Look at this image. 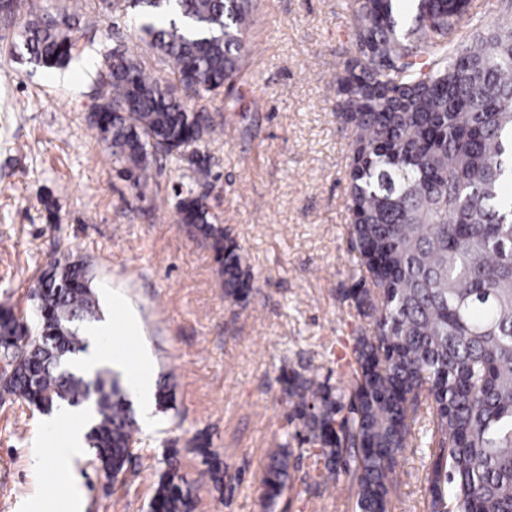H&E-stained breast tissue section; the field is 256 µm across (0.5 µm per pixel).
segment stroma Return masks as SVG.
Listing matches in <instances>:
<instances>
[{
    "mask_svg": "<svg viewBox=\"0 0 512 512\" xmlns=\"http://www.w3.org/2000/svg\"><path fill=\"white\" fill-rule=\"evenodd\" d=\"M85 3L99 12V29L79 39L66 69L13 59L0 38V303L33 318L29 294L46 263L86 261L101 308L116 292L138 320L136 335L108 346L131 363L149 351L154 383L169 394L141 424L117 480L104 477L93 451L76 461L84 512H149L170 448L198 488L199 512H355L346 476L318 484L310 447L287 441L280 381L284 369L309 364L347 385L336 355L369 328L346 297L359 264L347 242L350 131L334 112L335 77L351 50L349 0H259L238 107L224 115L222 140L200 149L209 175L198 190L253 274L243 308L225 303L212 252L174 221L173 187L191 175L188 162L160 161L141 201L113 170L88 119L96 60L121 37L162 84L177 87L178 74L128 31L114 33L116 16L100 0ZM42 421L13 397L0 403V512L33 496L45 512H68L66 483L51 467L64 429ZM196 437L224 461L230 496L203 477ZM285 445L290 488L271 507L262 479ZM429 463L413 444L399 454L388 512H423Z\"/></svg>",
    "mask_w": 512,
    "mask_h": 512,
    "instance_id": "stroma-1",
    "label": "stroma"
}]
</instances>
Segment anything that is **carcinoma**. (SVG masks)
<instances>
[{"mask_svg": "<svg viewBox=\"0 0 512 512\" xmlns=\"http://www.w3.org/2000/svg\"><path fill=\"white\" fill-rule=\"evenodd\" d=\"M472 0H353L354 52L336 76L337 118L350 129L348 243L361 287L346 297L371 319L355 338L350 384L283 372L286 424L313 449L319 477L344 474L357 512H388L397 459L410 440L431 449L424 512H512V0L492 17ZM12 52L49 70L74 58L82 6L0 0L16 22ZM139 40L172 61L194 98L231 97L244 80L254 0H136ZM104 104L91 113L112 167L143 194L159 158L224 130L162 86L123 45L103 59ZM176 221L214 252L229 305L248 302L252 273L237 242L210 213L195 180L174 187ZM37 338L0 304V390L40 412L91 403L87 439L110 477L126 471L137 423L120 377L79 375L60 359L86 350L74 322L98 318L81 261L54 258L42 273ZM429 410L427 416L421 409ZM210 480L224 461L201 443ZM290 452L262 480L274 505L288 487ZM196 489L172 462L156 473L151 512H196Z\"/></svg>", "mask_w": 512, "mask_h": 512, "instance_id": "carcinoma-1", "label": "carcinoma"}]
</instances>
